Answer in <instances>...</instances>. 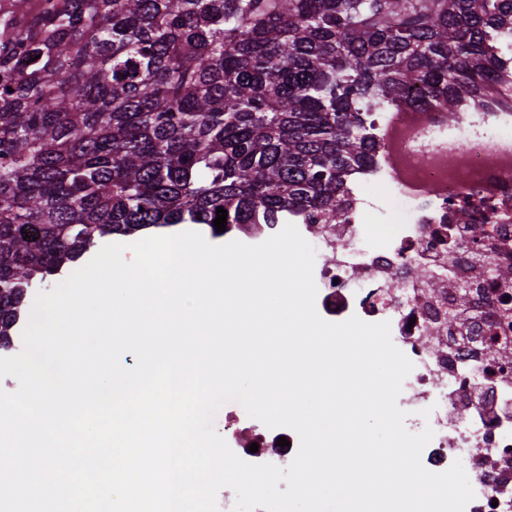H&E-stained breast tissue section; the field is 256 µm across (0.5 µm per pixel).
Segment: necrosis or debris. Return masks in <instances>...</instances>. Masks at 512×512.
Returning a JSON list of instances; mask_svg holds the SVG:
<instances>
[{
	"instance_id": "obj_1",
	"label": "necrosis or debris",
	"mask_w": 512,
	"mask_h": 512,
	"mask_svg": "<svg viewBox=\"0 0 512 512\" xmlns=\"http://www.w3.org/2000/svg\"><path fill=\"white\" fill-rule=\"evenodd\" d=\"M366 119L377 150L353 176L344 213L298 227L318 245L316 310L333 323H390L414 365L397 403L431 411L423 465L441 472L467 456L475 497L465 512H512V108L471 104L452 124L440 106L406 100ZM464 291L488 297L480 323L460 311ZM481 386L496 405L478 413ZM224 438L258 444L253 463L283 467L299 444L234 402Z\"/></svg>"
}]
</instances>
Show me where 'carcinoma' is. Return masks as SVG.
<instances>
[{"mask_svg":"<svg viewBox=\"0 0 512 512\" xmlns=\"http://www.w3.org/2000/svg\"><path fill=\"white\" fill-rule=\"evenodd\" d=\"M512 0H15L0 9V348L105 237L334 224L403 98L509 106ZM150 236H159V235L147 234V235H140V236L131 237V238L124 239V240H121V241L113 240L112 242H110V241L101 242L99 245H97L95 248H93L83 258L82 266L74 269L73 271H75V270L83 267L84 265H86L95 256V254L100 250V248L102 246L106 245V244H111V243H126V244H128V243H133V242H136L138 240H141L143 238L150 237ZM69 269H67L60 276L52 278V279H50V280H48V281H46L44 283H37V284L33 285L32 288H30V290L28 292L27 299H26V303H25V305L23 307V311H22L20 322H19V324L17 325V327L15 329L14 335L12 336V338H13V346H12V348L10 350L0 349V357H11V356L17 355L18 353H20L22 351V349H23L22 332H23V329L25 328V326L27 324V319H28V315H29V312H30V302H31V300L33 298H36L37 295L39 293H41V292H49V291H51L53 287H55L58 283H60L64 279H66L73 272V271H71L67 276H65L68 273Z\"/></svg>","mask_w":512,"mask_h":512,"instance_id":"1","label":"carcinoma"}]
</instances>
